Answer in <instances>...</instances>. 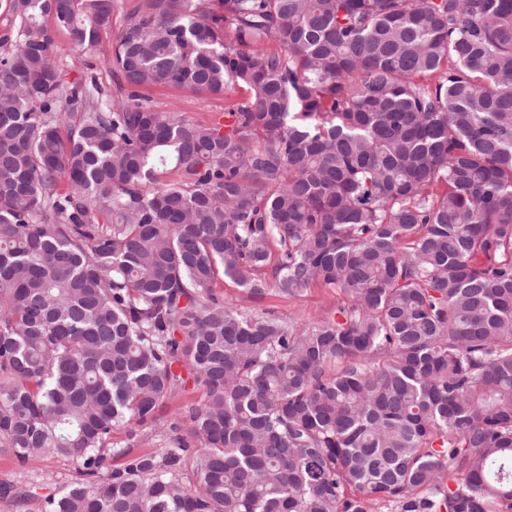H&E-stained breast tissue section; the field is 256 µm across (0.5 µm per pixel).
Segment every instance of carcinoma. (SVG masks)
<instances>
[{
	"instance_id": "obj_1",
	"label": "carcinoma",
	"mask_w": 512,
	"mask_h": 512,
	"mask_svg": "<svg viewBox=\"0 0 512 512\" xmlns=\"http://www.w3.org/2000/svg\"><path fill=\"white\" fill-rule=\"evenodd\" d=\"M114 6L0 0V512H509L512 0ZM115 8L112 13V25L102 34V42L100 46L92 51L74 58L68 56L63 59L64 69L67 78L76 81L83 76L89 65H93V72L97 75L98 81L108 90L115 93V83L112 77V69L106 64L105 59L110 51L112 37L123 26L126 13L137 3L136 0H114ZM144 92L173 109L178 118L188 122L210 123L224 116V97L171 87H155ZM336 292L321 285H314L301 297L288 298L275 290L269 291L258 303L246 301L245 306L259 315H271L288 320L309 321L319 318L323 311L336 304ZM47 474H50L57 484L64 485L78 477V466L69 460L35 458L24 468H18L9 458L0 457V480L41 481Z\"/></svg>"
}]
</instances>
